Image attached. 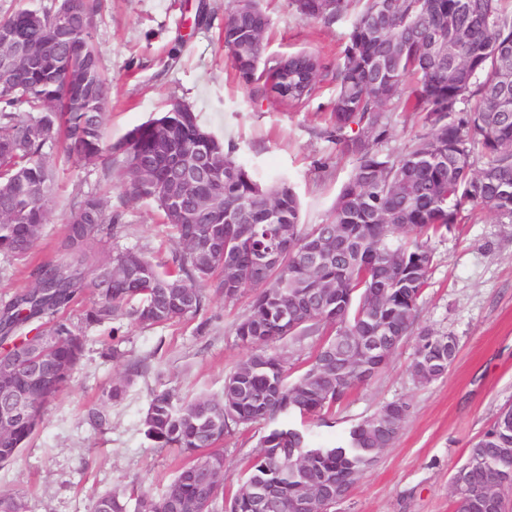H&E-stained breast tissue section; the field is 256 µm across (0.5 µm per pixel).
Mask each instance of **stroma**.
Listing matches in <instances>:
<instances>
[{
    "instance_id": "obj_1",
    "label": "stroma",
    "mask_w": 512,
    "mask_h": 512,
    "mask_svg": "<svg viewBox=\"0 0 512 512\" xmlns=\"http://www.w3.org/2000/svg\"><path fill=\"white\" fill-rule=\"evenodd\" d=\"M229 4L102 0L92 35L112 86L106 135L119 139L173 102L188 103L259 177L288 179L301 199L302 223H323L354 166L315 135L335 95L332 79L324 77L317 95L299 107L271 92L253 96L224 47ZM260 5L270 18L266 56L307 52L335 65L348 23L328 27L302 19L291 0ZM87 195L104 198L119 216L113 234L89 243L87 253L135 248L170 262L178 249L172 230L153 202L126 196L120 162L62 161L55 205L29 258L0 256V302L30 286L37 264L71 261L61 247L67 216ZM430 247L434 265L419 323L456 336L457 356L443 378L422 385L410 375L414 344L406 342L381 374L333 409L327 425H313L319 440L332 442L389 402L409 405L394 444L331 512H456L452 475L498 409L512 402V224L480 213L432 238ZM249 303L246 293L231 302L215 295L206 310L179 323L143 328L119 316L87 330L70 384L46 403L28 446L0 467V492L24 496L35 512H94L97 498L115 488L160 493L185 456L145 439L150 395L221 393L225 375L248 355L234 325ZM127 376L132 383L123 400L106 401L112 383ZM96 411L104 414L103 425L94 423ZM263 432L257 423L225 437V494L237 490Z\"/></svg>"
}]
</instances>
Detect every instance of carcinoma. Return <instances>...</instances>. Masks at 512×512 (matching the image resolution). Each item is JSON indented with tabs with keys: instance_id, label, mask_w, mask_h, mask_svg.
<instances>
[{
	"instance_id": "1",
	"label": "carcinoma",
	"mask_w": 512,
	"mask_h": 512,
	"mask_svg": "<svg viewBox=\"0 0 512 512\" xmlns=\"http://www.w3.org/2000/svg\"><path fill=\"white\" fill-rule=\"evenodd\" d=\"M307 20L328 26L353 17L332 73L336 94L319 136L353 159L322 224L301 223V202L283 178L261 181L202 123L192 107L162 112L112 142L105 135L110 87L91 31L100 0H60L54 9L23 5L0 15V33L44 51L45 66H22L0 78V255L24 260L49 220L55 196L56 144L67 159L86 163L121 158L125 193L150 199L173 228L180 251L163 269L125 249L99 262L85 253L117 217L97 196L72 207L62 247L74 265L45 262L32 284L0 305V343L33 328L51 336L54 370L29 389L22 368L16 386L27 392L26 420L0 435V464L16 458L41 422L42 407L60 392L84 353V332L118 312L142 326L200 314L208 290L226 300L252 292L234 325L247 357L224 377L218 397L150 396L145 437L157 448L189 456L162 494L142 490L130 504L123 490L100 496L95 512H292L309 487L359 482L396 440L408 414L393 401L352 425L333 445L315 439L307 423L325 421L356 387L377 377L402 344L415 339L410 372L428 384L455 359V336L418 328L419 301L434 254L428 245L486 211L512 223V0H292ZM269 17L259 0H233L224 22L245 30ZM239 80L264 79L289 106L313 98L325 66L308 53L264 57L229 50ZM421 117L424 130L400 146L388 143L400 115ZM212 163L217 181L187 185L169 177L182 151ZM193 212L185 223L172 195ZM227 213L236 224L207 248L212 224ZM326 259L315 268L312 251ZM98 303L81 322L66 317L86 287ZM316 337L304 367H288L272 346ZM262 422L261 452L248 461L243 483L265 487L262 500L235 492L224 499V436ZM290 448L286 455L283 449ZM458 512H505L512 493V413L499 409L493 425L469 449L455 474ZM0 512H32L23 496L0 492Z\"/></svg>"
}]
</instances>
